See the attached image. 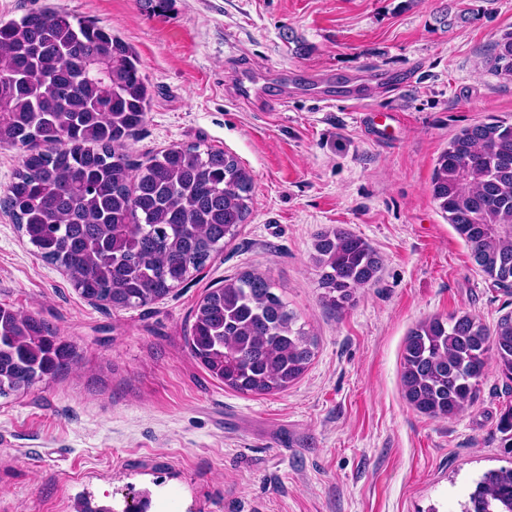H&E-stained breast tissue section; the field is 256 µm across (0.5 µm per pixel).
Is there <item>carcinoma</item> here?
Instances as JSON below:
<instances>
[{
    "instance_id": "obj_1",
    "label": "carcinoma",
    "mask_w": 512,
    "mask_h": 512,
    "mask_svg": "<svg viewBox=\"0 0 512 512\" xmlns=\"http://www.w3.org/2000/svg\"><path fill=\"white\" fill-rule=\"evenodd\" d=\"M492 62L512 75V32L495 42ZM148 99L141 61L112 30L50 6L0 21V146L21 151L4 206L81 297L116 309L164 298L250 214L251 177L222 150L172 144L133 167L123 146L144 124ZM431 192L475 264L512 286V122L491 116L458 133ZM315 251L323 298L337 310L381 267L367 241L341 228L319 232ZM193 318L192 356L242 394L287 390L314 356L313 338L259 274L207 289ZM72 359L49 323L0 304V397ZM491 361L512 381V312L491 332L469 314L431 317L406 339L404 396L429 417L455 416L476 399ZM498 429L512 455V406ZM461 512H512V467L484 473Z\"/></svg>"
}]
</instances>
